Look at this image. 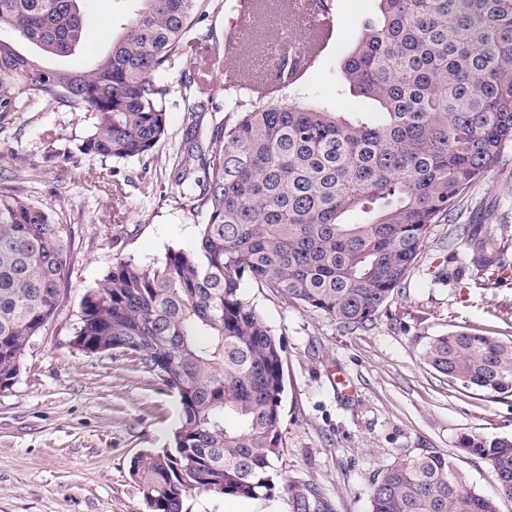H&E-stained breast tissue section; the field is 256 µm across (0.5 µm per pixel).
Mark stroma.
<instances>
[{
  "instance_id": "obj_1",
  "label": "stroma",
  "mask_w": 512,
  "mask_h": 512,
  "mask_svg": "<svg viewBox=\"0 0 512 512\" xmlns=\"http://www.w3.org/2000/svg\"><path fill=\"white\" fill-rule=\"evenodd\" d=\"M141 0H81L89 26L111 18L113 35ZM373 0H334V38L302 82L293 104L334 112L354 107L341 72L340 50L355 43ZM270 13L242 45L238 62L270 74L280 46ZM211 110L190 100L167 101L165 138L147 163L121 164L117 185L99 182L101 165L62 170L45 161L52 134H82L80 113L61 107L24 110L0 122V184L53 207L72 227V273L54 318L34 336L14 385L0 391V512H145L129 474L145 448L167 447L178 421L175 397L127 354H86L73 345L82 301L117 262L161 264L167 253L196 243L204 214L190 209L170 172L196 127L228 112L224 76L204 77ZM479 214L463 213L506 240L508 268L481 271L464 245L449 248L453 227L433 225L398 295L365 326L336 321L246 283L244 293L284 341L280 455L270 495L244 502L212 493L186 499L184 512H292L288 480L319 486L334 512H370L371 479L397 459L439 452L451 456L477 492L496 483L479 457L457 451L461 434L512 438V395L466 389L428 366L423 353L436 336L465 330L512 339V147L469 192Z\"/></svg>"
}]
</instances>
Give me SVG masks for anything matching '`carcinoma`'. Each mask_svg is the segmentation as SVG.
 <instances>
[{"label": "carcinoma", "instance_id": "1", "mask_svg": "<svg viewBox=\"0 0 512 512\" xmlns=\"http://www.w3.org/2000/svg\"><path fill=\"white\" fill-rule=\"evenodd\" d=\"M79 0H0V32L49 55L86 43ZM124 36L83 72L48 68L0 39V117L18 108L81 112L84 133L44 159L143 161L167 133L166 77L207 111L196 82V27L213 0H142ZM352 95L373 118L291 105L302 62L283 47L281 86L237 99L176 164L175 184L205 214L194 248L156 267L118 262L82 303L74 346L136 356L174 393L173 446L130 461L147 512H183L193 493L255 499L272 490L279 453L284 343L245 297V282L346 329L400 292L434 224L455 225L480 270L504 269L505 246L478 224H455L472 187L512 145V0H375L341 52ZM363 221L349 223L354 211ZM71 226L51 206L0 185V390L54 317L71 276ZM425 362L448 381L512 393V341L452 331ZM484 460L496 496L476 492L451 457L399 459L374 474L371 512H500L512 500V439L461 435ZM293 512H332L318 487L288 482Z\"/></svg>", "mask_w": 512, "mask_h": 512}]
</instances>
